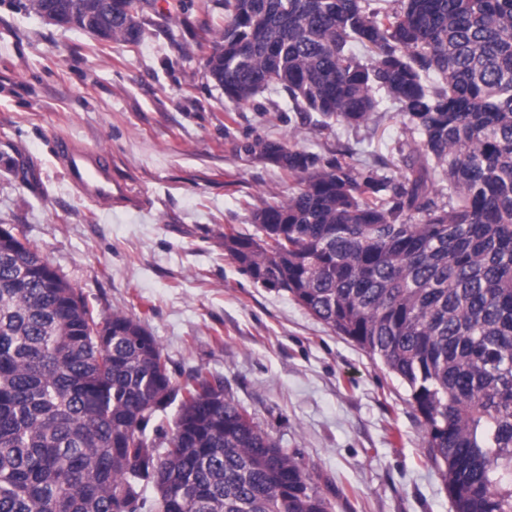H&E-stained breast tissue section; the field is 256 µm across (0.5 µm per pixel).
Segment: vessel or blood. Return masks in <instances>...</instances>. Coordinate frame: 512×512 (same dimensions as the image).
Instances as JSON below:
<instances>
[{
    "mask_svg": "<svg viewBox=\"0 0 512 512\" xmlns=\"http://www.w3.org/2000/svg\"><path fill=\"white\" fill-rule=\"evenodd\" d=\"M56 156L64 178L89 201L109 204L128 199L126 184L115 177L110 162L99 151L63 138L56 144Z\"/></svg>",
    "mask_w": 512,
    "mask_h": 512,
    "instance_id": "vessel-or-blood-1",
    "label": "vessel or blood"
}]
</instances>
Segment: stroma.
<instances>
[{
  "label": "stroma",
  "mask_w": 512,
  "mask_h": 512,
  "mask_svg": "<svg viewBox=\"0 0 512 512\" xmlns=\"http://www.w3.org/2000/svg\"><path fill=\"white\" fill-rule=\"evenodd\" d=\"M0 0V225L35 246L97 313L141 321L185 380L223 375L236 401L296 454L330 512H454L401 382L224 252L227 225L284 198L287 171L253 159L256 137L399 173L405 119L299 127L266 92L238 109L196 43L224 23L216 0H145L136 45L104 42ZM105 151L131 197L85 201L56 138Z\"/></svg>",
  "instance_id": "35a3bbf8"
}]
</instances>
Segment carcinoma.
<instances>
[{
	"label": "carcinoma",
	"mask_w": 512,
	"mask_h": 512,
	"mask_svg": "<svg viewBox=\"0 0 512 512\" xmlns=\"http://www.w3.org/2000/svg\"><path fill=\"white\" fill-rule=\"evenodd\" d=\"M116 0H27L139 43ZM208 76L300 124L390 102L418 135L395 179L257 137L288 197L224 231L283 292L399 378L455 512H512V0H222ZM172 424L155 423L172 403ZM152 489V497L146 490ZM0 512H328L296 457L202 368L180 383L140 322L100 316L39 251L0 240Z\"/></svg>",
	"instance_id": "carcinoma-1"
}]
</instances>
